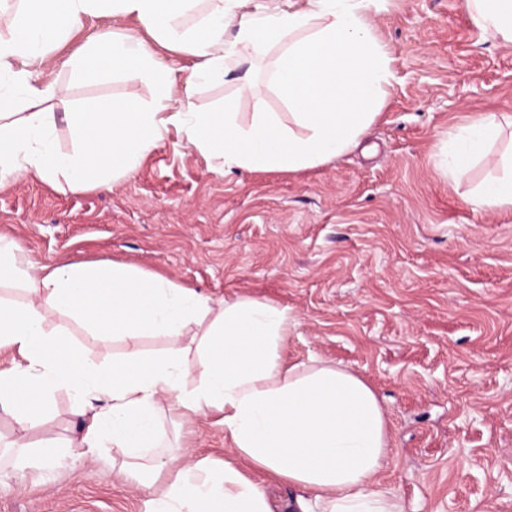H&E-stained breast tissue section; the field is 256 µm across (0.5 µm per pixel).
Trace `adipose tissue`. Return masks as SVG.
<instances>
[{
    "mask_svg": "<svg viewBox=\"0 0 512 512\" xmlns=\"http://www.w3.org/2000/svg\"><path fill=\"white\" fill-rule=\"evenodd\" d=\"M14 0L0 6V188L31 175L78 191L111 187L133 172L168 126L180 145L235 169L297 171L357 147L368 135L394 78L392 58L374 34L371 0H306L299 9L245 8V0ZM483 33L512 43V0H465ZM102 12L135 20L138 38L115 32L75 59L86 79L130 71L156 93L76 106L64 119L74 147L56 148V118L48 103L58 84L38 81L48 51L83 19ZM196 15L185 26L188 15ZM185 49L197 62L176 89L154 57L152 42ZM279 55L270 82L287 119L255 99L250 120L235 100L220 112L198 111L192 97L203 80L222 76L230 60ZM512 116L479 115L448 132L440 161L449 176H465L484 161L499 176L468 201L512 208V153L493 155L489 143ZM18 286L19 300L0 297V350L18 358L0 369V411L14 426L0 465L21 471L35 449L31 429L46 425L53 395L67 391L79 418L73 447L98 462L111 448L121 473L147 488L163 476L162 494L149 492L143 512H275L265 487L234 464L243 459L293 488L288 512H406L394 490L375 476L391 448L386 414L358 375L312 357L285 362L282 350L297 321L288 307L256 297L213 301L170 277L124 263L67 259L43 265L0 234V288ZM93 340L125 343L123 360L105 368L79 362L61 337L58 314ZM168 344L144 356L142 338ZM217 415L227 444L213 463L192 451L172 456L161 444L159 418L187 424Z\"/></svg>",
    "mask_w": 512,
    "mask_h": 512,
    "instance_id": "ef3b65f1",
    "label": "adipose tissue"
}]
</instances>
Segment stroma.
I'll return each mask as SVG.
<instances>
[{"label": "stroma", "instance_id": "35a3bbf8", "mask_svg": "<svg viewBox=\"0 0 512 512\" xmlns=\"http://www.w3.org/2000/svg\"><path fill=\"white\" fill-rule=\"evenodd\" d=\"M393 63L386 103L361 144L296 172L236 169L177 149L169 129L111 190H59L35 177L0 188V232L31 259L122 262L220 299L239 294L288 307L299 325L286 359L318 356L377 394L392 448L376 485L407 512H512V208L465 198L494 169L462 179L438 165L442 133L484 112L512 115V45L484 34L464 0H377L369 10ZM143 36L132 20L85 18L39 69L67 88L55 101V141L73 144L61 116L74 105L154 89L132 74L88 83L66 62L94 37ZM268 64L239 60L196 87L198 110L254 97L284 112ZM81 358L111 363L121 341H91L60 317ZM167 446L224 458L215 417L161 425ZM75 449L51 469L0 478V512H142L143 491Z\"/></svg>", "mask_w": 512, "mask_h": 512}]
</instances>
